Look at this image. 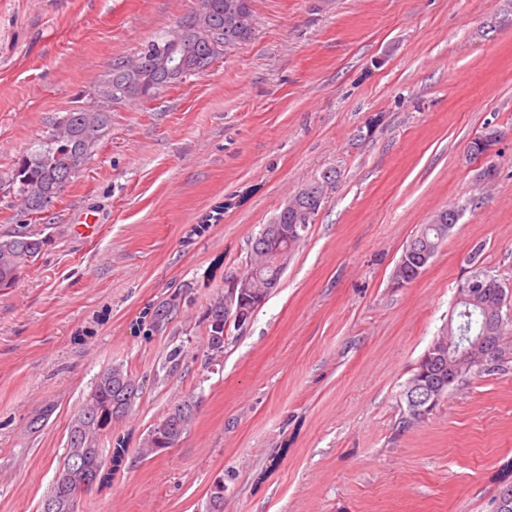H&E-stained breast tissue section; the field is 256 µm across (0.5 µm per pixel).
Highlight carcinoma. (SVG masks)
<instances>
[{
  "label": "carcinoma",
  "instance_id": "obj_1",
  "mask_svg": "<svg viewBox=\"0 0 512 512\" xmlns=\"http://www.w3.org/2000/svg\"><path fill=\"white\" fill-rule=\"evenodd\" d=\"M200 9L192 12L181 26L189 33L179 43L162 35L147 42L138 51L140 81L150 87V93L174 82L166 70L172 62L179 63L181 78L202 74L224 54V50L251 38L255 25L252 0H200ZM122 58L112 60L106 80L112 82V99L139 101L141 97L128 94ZM112 121L111 113L98 112L90 107H78L56 118L49 134L38 148L22 156L8 180V193L22 201L28 214H39L51 206L72 172L68 162L80 165L104 137ZM335 175L329 170L320 178L302 185L288 198V209L280 210L276 218L281 224L314 223L328 190L334 188ZM456 210L449 208L436 213L429 223L421 225L419 233L403 248L394 269L396 284H407L421 273L423 256L434 257L448 238V225L456 224ZM302 237L270 239L259 233L250 242L245 269L224 272V281L233 277H251L252 291L256 293L248 307L252 311L265 302L278 287L288 258ZM46 245V238L28 224L17 225L0 233V288L12 287L20 275L34 262ZM494 296L485 293L470 302L461 301V310L451 329L434 339L445 343L453 336V344L463 345L469 337L493 334L507 344L506 324H490L484 314L490 312ZM178 307L170 299L162 300L152 311L150 331L160 332L172 322ZM224 320V289H219L206 303L200 317L206 338V360L220 363L229 345V336L217 330L213 322ZM429 369L428 381L442 387L440 396L448 394V360L436 358L430 362L422 357L415 367L407 387L418 381L423 369ZM143 380L122 365L105 369L96 378L91 394L68 425L66 451L59 476L53 482L44 502L53 505V512H70L69 498L90 489L88 480L95 466V452L102 437L112 432V424L129 413ZM196 401L187 396L174 403L153 424L139 443L136 452L143 459L161 453L182 439L195 420ZM206 512H224V479L212 483Z\"/></svg>",
  "mask_w": 512,
  "mask_h": 512
}]
</instances>
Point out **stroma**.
<instances>
[{"instance_id": "obj_1", "label": "stroma", "mask_w": 512, "mask_h": 512, "mask_svg": "<svg viewBox=\"0 0 512 512\" xmlns=\"http://www.w3.org/2000/svg\"><path fill=\"white\" fill-rule=\"evenodd\" d=\"M198 0H0V183L56 117L99 105L114 58ZM255 29L203 74L109 104L112 125L52 206L0 196V231L47 239L0 289V512H40L96 377H143L104 437L128 451L77 512H494L512 471V363L449 389L413 426L404 390L474 269L512 290V0H252ZM503 139L469 160L485 125ZM496 174L480 180L484 165ZM336 187L221 366L199 316L301 185ZM461 217L423 272L392 273L420 225ZM93 214L96 224L84 227ZM483 251L477 265L467 258ZM189 300L144 338L173 290ZM187 356L162 368L173 346ZM197 402L173 448L139 441ZM47 418L38 432L29 423ZM195 411L196 401L190 396L170 406L139 443V448H136L138 456L143 459L152 458L179 443L183 435L191 429Z\"/></svg>"}]
</instances>
